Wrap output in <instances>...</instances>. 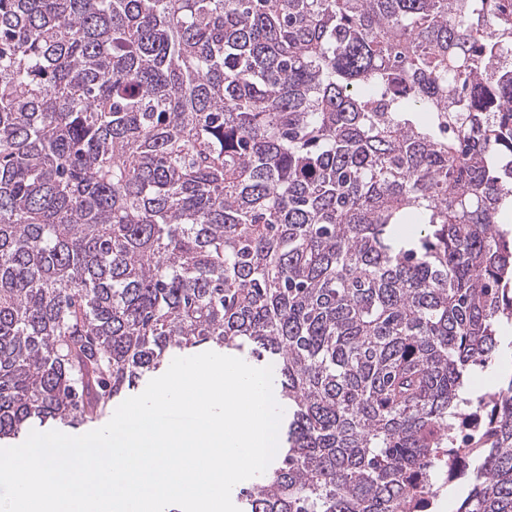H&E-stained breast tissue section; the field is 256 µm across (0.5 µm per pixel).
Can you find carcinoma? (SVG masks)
Segmentation results:
<instances>
[{"label":"carcinoma","mask_w":512,"mask_h":512,"mask_svg":"<svg viewBox=\"0 0 512 512\" xmlns=\"http://www.w3.org/2000/svg\"><path fill=\"white\" fill-rule=\"evenodd\" d=\"M511 223L512 0H0V441L245 352L240 512H512Z\"/></svg>","instance_id":"1"}]
</instances>
